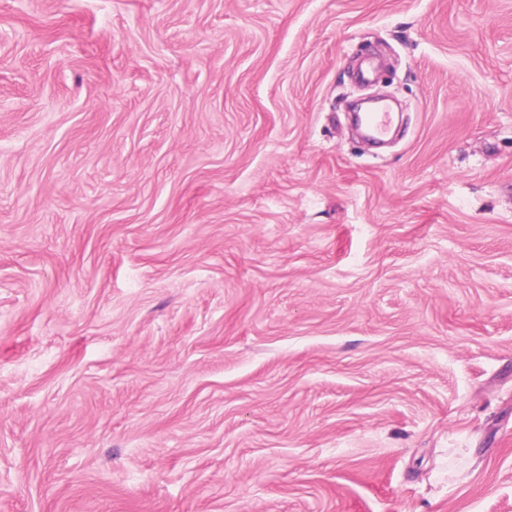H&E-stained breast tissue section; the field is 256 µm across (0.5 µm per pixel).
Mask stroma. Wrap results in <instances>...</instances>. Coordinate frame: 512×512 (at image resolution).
Returning <instances> with one entry per match:
<instances>
[{
  "mask_svg": "<svg viewBox=\"0 0 512 512\" xmlns=\"http://www.w3.org/2000/svg\"><path fill=\"white\" fill-rule=\"evenodd\" d=\"M0 512H512V0H0Z\"/></svg>",
  "mask_w": 512,
  "mask_h": 512,
  "instance_id": "obj_1",
  "label": "stroma"
}]
</instances>
